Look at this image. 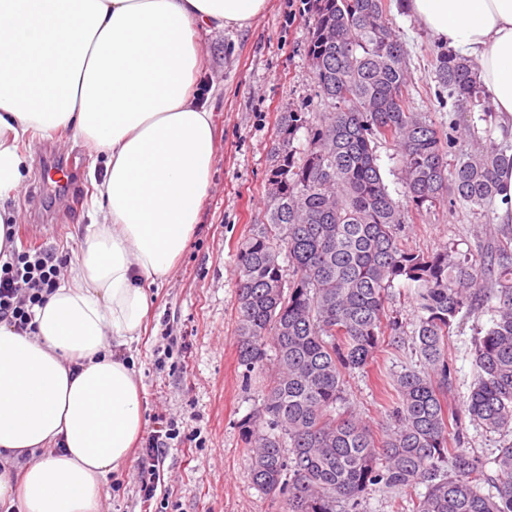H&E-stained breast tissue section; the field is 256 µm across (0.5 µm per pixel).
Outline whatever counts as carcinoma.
I'll return each mask as SVG.
<instances>
[{
    "label": "carcinoma",
    "mask_w": 512,
    "mask_h": 512,
    "mask_svg": "<svg viewBox=\"0 0 512 512\" xmlns=\"http://www.w3.org/2000/svg\"><path fill=\"white\" fill-rule=\"evenodd\" d=\"M387 9L388 0H309L307 54L329 111L315 126L303 112L283 113L268 223L252 225L237 246L238 364L249 373L274 352L269 388L240 422L251 480L284 512H359L380 484L425 486L415 512H512V444L493 456L459 447L462 422L447 400L454 322L494 298L466 407L490 431L512 429V236L464 258L398 243L411 210L446 200L490 215L512 172V144L490 139L448 160L453 136L411 107L407 52ZM435 65L454 112L486 109L472 60L442 48ZM302 128L304 150L294 146ZM380 141L398 148L408 209L388 193ZM400 282L417 288L412 344L422 368L393 380L394 428L379 437L337 404L347 375L401 341L404 326L387 306Z\"/></svg>",
    "instance_id": "carcinoma-1"
}]
</instances>
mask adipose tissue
<instances>
[{"label":"adipose tissue","mask_w":512,"mask_h":512,"mask_svg":"<svg viewBox=\"0 0 512 512\" xmlns=\"http://www.w3.org/2000/svg\"><path fill=\"white\" fill-rule=\"evenodd\" d=\"M267 0H0V203L17 197L22 144L69 131L98 155L93 222L37 330L0 326V462L25 463L0 500L23 512H99L106 475L144 429L142 388L122 349L147 290L199 222L215 163L213 114L196 94L203 37L241 28ZM471 57L512 137V0H405ZM32 40L36 81L11 49Z\"/></svg>","instance_id":"adipose-tissue-1"}]
</instances>
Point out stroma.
Listing matches in <instances>:
<instances>
[{"instance_id": "35a3bbf8", "label": "stroma", "mask_w": 512, "mask_h": 512, "mask_svg": "<svg viewBox=\"0 0 512 512\" xmlns=\"http://www.w3.org/2000/svg\"><path fill=\"white\" fill-rule=\"evenodd\" d=\"M388 19L409 54L415 111L427 113L437 129L446 130L452 114L436 94L435 37L398 6H391ZM312 23L303 0H267L250 26L217 32L203 41L199 96L207 98L211 85L222 88L213 99L217 149L210 186L195 235L172 272L150 288L146 329L125 353L142 382L145 422L153 423L159 415L183 418L200 438L173 442L164 461V483L148 506L137 493V459L129 457L108 474L101 512H280L279 504L253 487L250 453L240 435L239 423L260 403L271 371L248 373L237 363L235 254L251 225L268 221L271 151L280 116L302 112L315 123L327 110L307 55ZM51 145L76 156L77 202L34 192L40 179L39 154ZM25 155L33 170L17 198L6 204L20 216L14 240L23 247L76 257L92 222L91 151L61 131L26 147ZM483 221V216L444 201L410 217L399 240L422 252L448 246L476 254L495 237L512 234V223L489 232ZM492 319L486 305L459 315L453 325L448 402L457 412H464L478 378L476 343ZM169 343L179 351L178 362L158 366L156 350ZM418 366L410 340H403L351 374L347 407L360 413L376 435L385 434L392 423L376 376L382 372L391 379ZM415 501V492L377 485L366 491L360 512H413Z\"/></svg>"}]
</instances>
